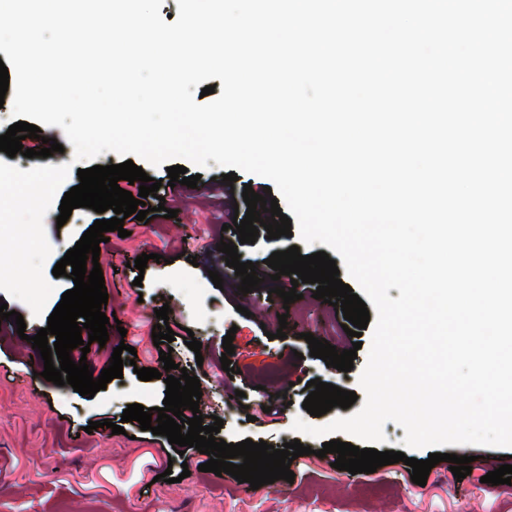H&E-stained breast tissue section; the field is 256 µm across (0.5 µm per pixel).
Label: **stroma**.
<instances>
[{
	"label": "stroma",
	"mask_w": 512,
	"mask_h": 512,
	"mask_svg": "<svg viewBox=\"0 0 512 512\" xmlns=\"http://www.w3.org/2000/svg\"><path fill=\"white\" fill-rule=\"evenodd\" d=\"M200 174L196 187H182L185 202L177 216L161 221L147 220L131 225L128 237L109 233L100 245V267L108 293L103 313L115 315L108 324L106 344H92L87 363L94 373L108 367L114 348L122 338L138 341L135 352H122V377L87 398L71 385L58 386L36 373V351L29 338L46 327L47 316H37L20 300L0 290V302L19 312L26 324L17 334L14 321L0 319V512H512V484L484 482L489 471L512 462V450L473 445H449L445 451L473 459L471 472L455 480L447 462L432 468L426 485L414 484L412 467L398 462L376 472L351 474L335 469V455L317 457L323 441L297 436V417L323 426L340 410L332 408L319 417L307 416L303 382L320 379L347 391H359V376L366 363L370 329H363L362 349L356 350L351 371L343 372L312 357L305 334L325 339L337 349H351L352 340L343 329L342 311L314 298V287L299 284L300 300L284 303L268 291L256 292L254 304L264 315L244 316L239 306L246 300L232 288L234 268L228 267L220 241L237 242L233 231L224 229V195L216 182L223 169L210 164L204 169L188 167ZM58 209L44 221L51 253L45 272L73 248L82 234L98 219H111L112 211L96 213L73 209L65 224H58ZM149 254L145 271L134 261ZM160 261H153V254ZM219 272L227 289L215 288L209 271ZM169 305L173 342L154 344L155 311ZM286 322H279L280 314ZM284 339H277V329ZM192 330L200 351H191L183 337ZM233 334L231 371H223L220 357L223 338ZM171 350L176 364L197 376L209 394L201 407L203 417L223 420L219 432L226 443L249 439L264 441L274 448L300 441L311 454L293 460V481L283 479L251 489L231 475L200 471L207 455L195 448L178 451L167 437L141 430L138 422H122L127 405L144 408L162 406L163 380H139L142 367L162 368L160 350ZM279 390L289 406L278 418L266 417L267 393ZM242 391L249 419L228 415L227 402ZM112 420L124 426L122 434L100 427L89 430L92 421ZM179 475L176 483L160 481L165 470ZM189 477H182V470Z\"/></svg>",
	"instance_id": "35a3bbf8"
}]
</instances>
